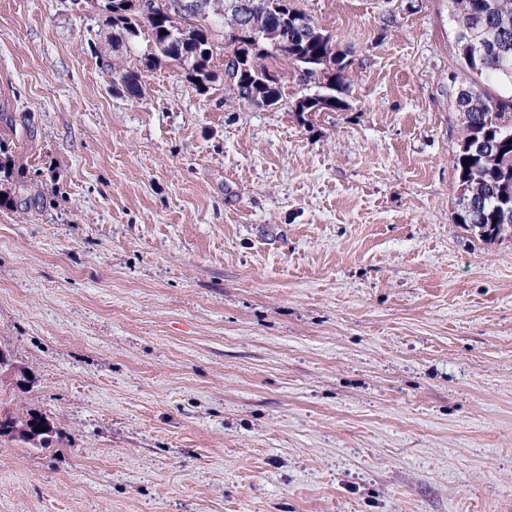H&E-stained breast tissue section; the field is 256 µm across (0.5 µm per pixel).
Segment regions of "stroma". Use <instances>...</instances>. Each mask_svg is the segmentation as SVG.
I'll list each match as a JSON object with an SVG mask.
<instances>
[{
    "label": "stroma",
    "instance_id": "stroma-1",
    "mask_svg": "<svg viewBox=\"0 0 512 512\" xmlns=\"http://www.w3.org/2000/svg\"><path fill=\"white\" fill-rule=\"evenodd\" d=\"M334 111L226 90L100 0H0V512H512V233L456 224L446 0H291ZM138 72L139 95L107 73ZM0 410V436L9 435L12 439L28 444L33 448H47L51 443L53 426L47 417L38 412H28L26 416H17L5 412L1 416ZM36 427L43 428V432H36Z\"/></svg>",
    "mask_w": 512,
    "mask_h": 512
}]
</instances>
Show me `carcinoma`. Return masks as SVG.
<instances>
[{"instance_id": "obj_1", "label": "carcinoma", "mask_w": 512, "mask_h": 512, "mask_svg": "<svg viewBox=\"0 0 512 512\" xmlns=\"http://www.w3.org/2000/svg\"><path fill=\"white\" fill-rule=\"evenodd\" d=\"M167 2L171 8L160 11L140 6L125 8L117 0H106L101 10L112 17L113 26L131 37L147 27L160 54L168 58L171 43L178 36L170 14L182 12L183 0ZM448 13L455 22L454 47L459 65L468 76L463 83L465 89L456 98L464 137L454 157V169L456 186L469 187L472 205L459 210L455 221L490 241L508 230L501 216L506 211L512 213V99L492 94L482 83L512 84V0H448ZM195 21L194 42L201 45V53L191 51L180 63L187 67L190 79L202 87L214 79L210 69L212 33L207 18L197 17ZM309 31L315 33V40L301 41L297 46L308 56L334 58L336 88L331 91L334 102L327 109H339L350 90L346 71L351 61L337 53L330 36L315 25H310ZM267 70V66L257 63L248 70L236 71L230 88L249 101L264 84ZM38 427L43 431H36ZM52 434L47 417L36 411L21 417L7 412L0 417L1 437L9 435L34 448L48 447Z\"/></svg>"}]
</instances>
